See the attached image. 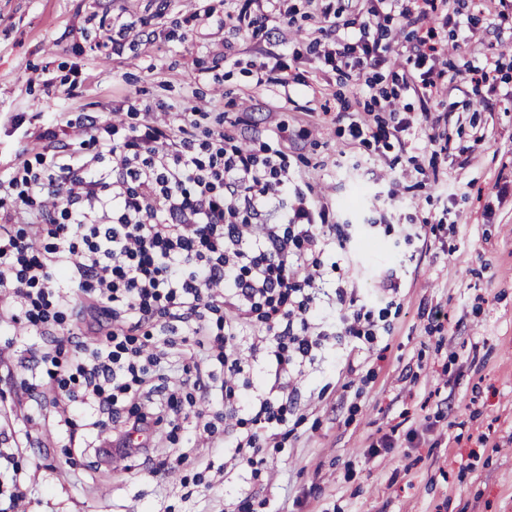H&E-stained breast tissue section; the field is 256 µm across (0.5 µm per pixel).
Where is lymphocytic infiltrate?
<instances>
[{"instance_id":"obj_1","label":"lymphocytic infiltrate","mask_w":512,"mask_h":512,"mask_svg":"<svg viewBox=\"0 0 512 512\" xmlns=\"http://www.w3.org/2000/svg\"><path fill=\"white\" fill-rule=\"evenodd\" d=\"M58 127L38 135L51 154L0 176L13 199L0 213V294L10 325L43 341V377L17 373L18 386L52 392L67 464L78 438L95 459L108 456L103 436L116 428L150 476L180 468L206 490L238 469L262 481L272 469L263 448L286 435L299 401L293 376L326 340L325 232L307 196L289 193L284 154L246 153L220 134L198 143L170 118L122 131L94 116L80 128L96 150L77 154L56 149ZM265 212L279 222L260 223ZM336 295L348 307L337 338L375 343L372 311L356 293ZM243 326L275 362L268 391L247 399ZM219 432L221 462L198 452ZM24 459L0 448V512L29 493Z\"/></svg>"}]
</instances>
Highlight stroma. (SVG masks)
I'll return each instance as SVG.
<instances>
[{
    "mask_svg": "<svg viewBox=\"0 0 512 512\" xmlns=\"http://www.w3.org/2000/svg\"><path fill=\"white\" fill-rule=\"evenodd\" d=\"M286 7L259 21L243 0H0V172L43 151L39 128L59 116L62 143L86 153L71 120L187 112L196 139L221 131L246 150L282 146L292 187L343 229L344 244L322 247L320 305L337 307L338 288L373 297L385 313L378 344L345 340L306 365L301 421L269 481L238 472L184 504L171 472L170 505L221 512L246 493L261 512H512V6L447 0L425 24L386 4L365 23L358 0ZM325 8L336 31L319 29ZM430 27L432 64L447 77L433 95L413 51ZM358 38L379 43V66L325 60ZM401 116L410 127L382 141L349 131ZM388 272L393 298L377 293ZM41 345L0 331L10 367L37 378ZM8 369L0 442L37 467L26 512H157L143 467L116 481L84 457L69 468L50 399L28 402Z\"/></svg>",
    "mask_w": 512,
    "mask_h": 512,
    "instance_id": "1",
    "label": "stroma"
}]
</instances>
